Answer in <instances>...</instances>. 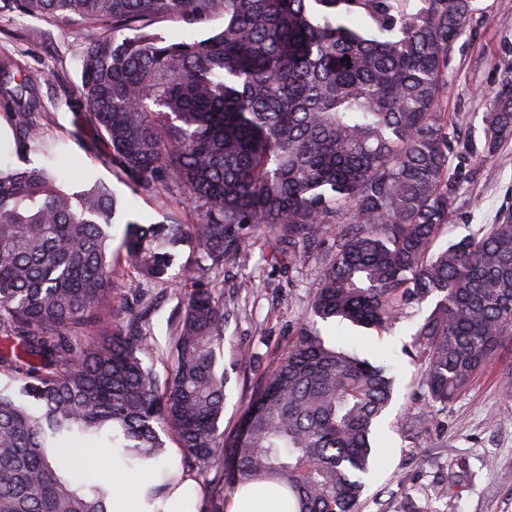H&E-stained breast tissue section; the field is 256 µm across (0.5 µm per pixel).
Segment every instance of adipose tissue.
Here are the masks:
<instances>
[{
	"label": "adipose tissue",
	"instance_id": "1",
	"mask_svg": "<svg viewBox=\"0 0 512 512\" xmlns=\"http://www.w3.org/2000/svg\"><path fill=\"white\" fill-rule=\"evenodd\" d=\"M161 468L128 470L113 466L106 478L113 486L112 512H195L196 491L190 480H181L169 497L150 503L145 498L149 485L159 483ZM230 512H294L288 495L260 484H247L235 492Z\"/></svg>",
	"mask_w": 512,
	"mask_h": 512
}]
</instances>
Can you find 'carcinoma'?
<instances>
[{
	"label": "carcinoma",
	"instance_id": "cac0c4a2",
	"mask_svg": "<svg viewBox=\"0 0 512 512\" xmlns=\"http://www.w3.org/2000/svg\"><path fill=\"white\" fill-rule=\"evenodd\" d=\"M475 0H0V10L84 24L78 134L129 183L182 191L201 222L126 223L136 277L164 280L193 242L194 271L165 346L149 308L112 323V224L101 181L73 191L48 166H0V512H111L112 485L86 471L116 448L148 466L175 436L206 495L270 481L295 512H358L392 368L328 346L310 326L219 429L227 378L224 257L253 232L296 265L325 244L314 316L388 329L427 298L418 324L428 402L448 403L512 341V218L434 249L451 224L455 144L442 98L448 49ZM223 29L169 42L175 19ZM350 60H345V57ZM16 152L45 138L33 82L0 67ZM485 155L512 134V89L486 114ZM169 367L161 382L144 359Z\"/></svg>",
	"mask_w": 512,
	"mask_h": 512
}]
</instances>
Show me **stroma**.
<instances>
[{
    "label": "stroma",
    "instance_id": "1",
    "mask_svg": "<svg viewBox=\"0 0 512 512\" xmlns=\"http://www.w3.org/2000/svg\"><path fill=\"white\" fill-rule=\"evenodd\" d=\"M477 10L448 60L442 104L456 136L464 141L453 159L459 188L452 197L454 222L438 244L468 237L512 215V136L492 156L482 154L486 114L498 92L512 85V0H477ZM81 24L0 12V62L25 68L47 113L45 136L57 140L56 164L77 168L109 185L124 213L112 227L116 261L112 280L113 318L149 303L147 330L165 341L180 289L194 262L182 248L165 283L136 280L122 246L125 221H199L193 201L179 192L157 194L134 188L99 153L72 137L78 124L81 83ZM264 236L254 237L224 260V348L219 360L228 377L222 430L235 428L252 388L287 351L304 324H314L327 341H355L361 357L386 360L395 377L394 398L380 422L378 455L359 512H512V402L502 388L512 380V351L503 350L448 405H429L423 385L424 354L414 333L418 317L408 313L379 332L350 323L314 319L311 299L324 250L300 266L263 261ZM431 413L417 434L404 419Z\"/></svg>",
    "mask_w": 512,
    "mask_h": 512
}]
</instances>
